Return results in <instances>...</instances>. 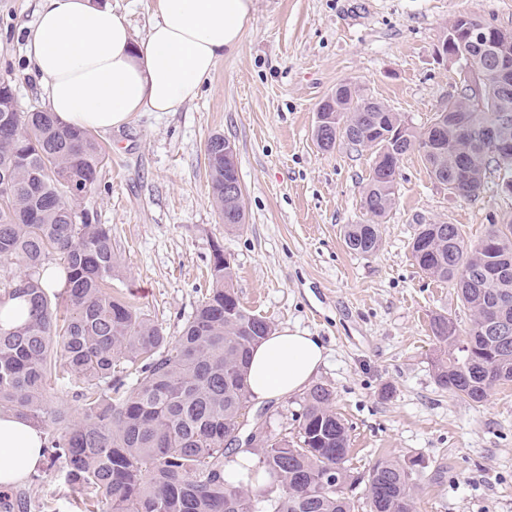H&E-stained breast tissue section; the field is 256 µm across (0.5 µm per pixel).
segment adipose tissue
Instances as JSON below:
<instances>
[{"mask_svg":"<svg viewBox=\"0 0 512 512\" xmlns=\"http://www.w3.org/2000/svg\"><path fill=\"white\" fill-rule=\"evenodd\" d=\"M154 9L137 40L109 6L38 0L37 19L24 31L26 58L62 125L107 131L137 112L180 111L216 62L240 47L254 0H155ZM324 362L325 349L310 334L271 331L251 354L250 396L262 403L299 392ZM43 445L40 427L0 411V487L38 472Z\"/></svg>","mask_w":512,"mask_h":512,"instance_id":"ef3b65f1","label":"adipose tissue"}]
</instances>
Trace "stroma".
Masks as SVG:
<instances>
[{
    "instance_id": "1",
    "label": "stroma",
    "mask_w": 512,
    "mask_h": 512,
    "mask_svg": "<svg viewBox=\"0 0 512 512\" xmlns=\"http://www.w3.org/2000/svg\"><path fill=\"white\" fill-rule=\"evenodd\" d=\"M38 0H0V81L21 111L46 104L28 69L23 25ZM240 48L224 56L178 112H138L97 132L108 156L83 205L112 227L125 296L178 336L212 286L214 247L231 262L243 305L273 329L317 337L326 361L313 382L334 393L349 427L348 465L365 474L379 458L420 460L418 512H512V382L480 406L434 380L445 346L433 316L467 327L469 313L447 283L411 254L418 225H458L476 244L512 218V195L490 177L474 201L448 194L418 152L405 154L396 203L372 256L349 252L347 225L363 218L373 154L348 144L324 151L316 113L350 81L420 131L459 89L458 65L437 56L448 22L473 14L512 31V0H255ZM237 150L245 222L227 228L205 160L210 137ZM302 394L247 403L242 435L257 427L296 434ZM10 512H84L85 497L56 474L7 491Z\"/></svg>"
}]
</instances>
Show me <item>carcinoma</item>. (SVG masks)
<instances>
[{
    "instance_id": "1",
    "label": "carcinoma",
    "mask_w": 512,
    "mask_h": 512,
    "mask_svg": "<svg viewBox=\"0 0 512 512\" xmlns=\"http://www.w3.org/2000/svg\"><path fill=\"white\" fill-rule=\"evenodd\" d=\"M481 95L466 89L446 108L471 114L475 128L512 114L494 74L480 78ZM336 140L318 142L331 150L346 141L372 150L374 160L362 194L364 219L347 225L346 248L371 256L382 244L380 224L393 208L397 176L392 153L422 154L432 177L448 193L479 198L488 175L512 186V159L473 151L452 128L440 135L442 150L425 152L431 130L405 128L394 137L397 112L360 95L350 83L336 87ZM106 155L89 130L62 128L51 112H0V265L20 272L7 280L0 304L20 298L28 318L0 328V409H7L51 434L43 448L50 464H62L64 482L97 496L90 512H356L347 489L364 484L366 512H416L412 468L377 460L363 479L347 465L348 428L332 409L333 391L316 385L303 398L295 438L272 437L257 447L250 476L262 473L272 486L259 494L247 484L224 480V458L237 443L239 419L250 397V352L268 334L265 317L244 307L233 285L224 250L216 246L212 287L187 319L179 336H168L140 309L112 296L117 268L112 227L98 224L82 208L95 187ZM461 165L470 176L455 178ZM215 202L224 209V182L237 170L224 160H207ZM412 256L427 275L457 287L469 312L459 330L445 315L434 316L433 335L448 344V357L435 364L440 388L472 404L512 382V331L508 346L488 337L491 310L512 298V273L494 272L512 262V220L492 224L475 245H464L455 224H420ZM60 261L64 281L45 285L42 272ZM135 378L126 388L124 377ZM62 382L79 403L73 417L50 409L47 391ZM338 489L324 490L328 472Z\"/></svg>"
}]
</instances>
